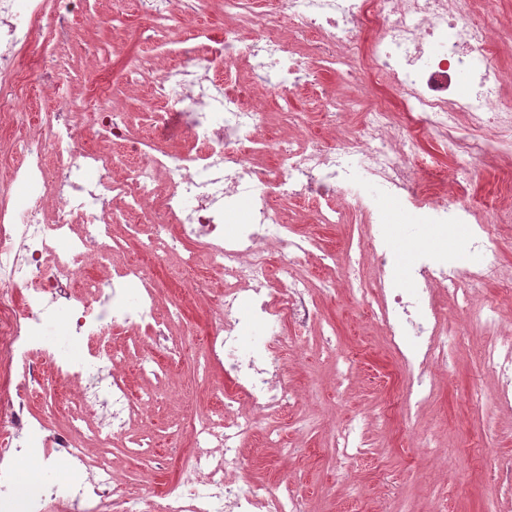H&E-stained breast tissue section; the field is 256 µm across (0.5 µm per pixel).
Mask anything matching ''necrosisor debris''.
<instances>
[{
	"label": "necrosis or debris",
	"instance_id": "4bbe7bcc",
	"mask_svg": "<svg viewBox=\"0 0 512 512\" xmlns=\"http://www.w3.org/2000/svg\"><path fill=\"white\" fill-rule=\"evenodd\" d=\"M210 0H143L153 36L170 37L178 24L203 14ZM224 35L213 39L193 29L174 64L157 72L153 59L133 58L125 83L147 96L148 128L185 126L190 149L149 151V138H132L127 119L112 109L108 94L68 95L66 76L53 49L70 39L85 0H0V129L11 133L12 166L0 178V512H50L54 502L79 512H307L300 492L274 494L267 484L240 485V444L257 433L259 417L295 414L296 431L309 424L298 396L275 372L269 353L297 345L319 308L297 267L316 248L314 234L297 233L281 219L279 203L314 196L318 224L342 223L347 213L364 219L377 275L360 289L362 301L386 330L387 343L409 373L399 409L411 417L435 393L431 367L444 366L457 346L447 325L446 296L458 311L494 334L495 303L484 287L502 282L505 270L488 242L507 210L476 203L465 185L481 159L512 151V101L497 90L500 74L488 62L491 41L473 17L472 0H288V25L280 27L256 0H223ZM381 30L368 67L382 75L411 112L416 132L439 137L459 165L449 195L417 192L425 172L409 150L411 135L397 131L381 103L365 113L360 129L342 130L343 112L329 87L319 86L323 120L338 133L334 145L311 136L267 142L260 135L265 112L245 108L239 73L249 69L274 92L310 82L311 67H352V39L371 18ZM40 66L36 87L49 92L47 112L31 115L32 87L24 60ZM94 127L86 137V127ZM104 139L123 144L137 162L114 180L117 161L97 147ZM270 163H259L264 154ZM246 199L244 220L224 223L226 202ZM406 215L422 224L470 230L461 248L466 264L424 252L412 274L411 291L391 275L388 241L392 224ZM137 233L152 224L151 251L162 257L201 242L209 266L233 281L213 317L209 348L224 364L231 386L223 393L234 418L200 412L183 430L189 448L177 456V482L153 499L123 488L106 460L75 447L69 433L47 434L31 403L49 394L50 410L81 403L101 410L99 439L123 431L136 411L117 352H104L117 328L146 323L142 368L153 371L160 355L179 358L167 341L169 322L182 320L179 304L165 318L154 315L144 265L118 267L110 280L85 276L88 262L111 261L117 252L112 227ZM251 284L250 295L234 289ZM260 322L263 338L243 351L237 329ZM51 360L38 370L34 357ZM500 380L495 399L512 406V338L482 353ZM224 448L214 466L207 450ZM52 448L73 476L49 487L19 491L14 462L47 459Z\"/></svg>",
	"mask_w": 512,
	"mask_h": 512
}]
</instances>
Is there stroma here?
<instances>
[{
  "mask_svg": "<svg viewBox=\"0 0 512 512\" xmlns=\"http://www.w3.org/2000/svg\"><path fill=\"white\" fill-rule=\"evenodd\" d=\"M87 8L98 15V22L79 21L74 37L58 49L59 60L71 76L70 89L76 96H85L101 73L111 72L113 104L127 113L133 134L143 135L144 107L121 78L125 59L150 55L166 60L174 56L179 43L147 37V21L139 0H123L117 15L110 0H89ZM475 10L479 20L501 39L490 64L512 74V42L505 39L512 24V0H476ZM320 81L333 86L345 99L350 130L358 129L364 112L377 101L395 110L396 120L404 118L397 110L396 92L384 79L365 73L356 85L349 86L341 75L325 72ZM240 83L246 90L245 105H252L257 101L252 93L258 82L246 75ZM257 102L268 114L264 136L277 137L289 131L302 139L324 133L320 106L305 91L269 94ZM414 148L434 171L427 190L448 192L455 160L429 137L415 141ZM480 170V178L468 186L470 194L496 196L512 191V156L489 155ZM313 207L308 200L283 205L293 229L316 233L322 248L344 255L349 240L361 229L358 217H348L343 224H304V215ZM452 245V238L407 220L395 227L391 253L399 270L404 271L419 249L441 250ZM180 269L175 255L151 266L150 283L161 303L156 313L164 315L165 305L181 302L185 326L205 334L213 309L224 297V275L208 271L209 293L202 302L186 293L187 283L178 276ZM299 271L309 279L322 317L335 330L340 355L352 357V374L349 380L338 382L336 360L328 355L325 340L314 334L300 347L275 352L272 360L302 395L311 427L298 435L290 420L260 418L259 431L274 426L289 443L298 446L299 452L285 457L280 449L266 446L262 438L249 440L242 449L244 480L274 488L281 477H288L306 496L309 512H428L441 494L447 497V512H512V483H504L501 473L502 462L512 461V408H498L493 398L498 383L480 362L481 349L491 341L487 332L463 316H450L448 325L461 346L447 367L435 370L436 395L409 424L397 407L396 392L386 383L387 374L400 370L401 364L375 325L370 306L344 294L340 267L322 269L310 256L303 259ZM207 350L202 342L187 347L180 361L167 369L165 379L151 381L143 380L140 374L142 352H129L124 366L129 390L136 399L151 393L152 405L143 418L131 422L128 437L102 446L92 436L100 411L85 410L84 431L74 437V445L94 449L98 456L112 461L116 473L133 492L151 497L170 488L177 478L176 469L164 467L158 457L165 453L175 426L197 412L224 410L216 394L228 387L229 381L223 369L205 365ZM361 418L370 422L364 433L370 445L368 453L337 465L334 431ZM420 432L432 436L434 444L453 461L452 474H444L437 457L419 447L416 435ZM139 435L152 439L153 452L135 456L129 440Z\"/></svg>",
  "mask_w": 512,
  "mask_h": 512,
  "instance_id": "obj_1",
  "label": "stroma"
}]
</instances>
